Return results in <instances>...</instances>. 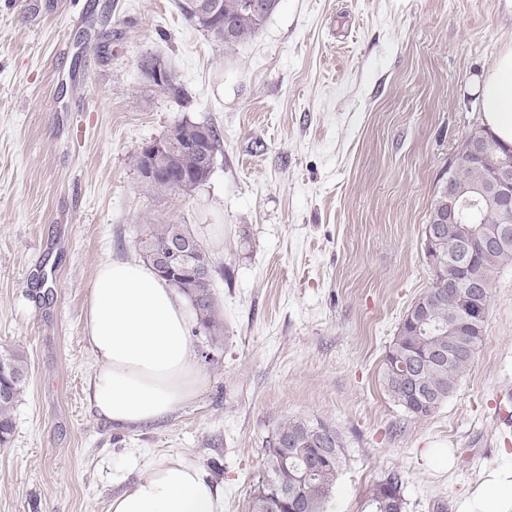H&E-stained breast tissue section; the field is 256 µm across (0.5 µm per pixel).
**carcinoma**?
I'll return each mask as SVG.
<instances>
[{"mask_svg": "<svg viewBox=\"0 0 512 512\" xmlns=\"http://www.w3.org/2000/svg\"><path fill=\"white\" fill-rule=\"evenodd\" d=\"M218 13L203 24L197 14V0H178L182 15L199 31L205 32L224 50H232L255 36L277 9L279 0H257L258 9L245 5L246 0H215ZM183 141L196 136L195 122L187 117L176 120L169 130ZM455 178L463 183H482L491 179L489 168L461 165ZM209 180L197 156L181 155L175 162L173 177H156L144 181L156 199L176 191L175 182L184 183L182 192L190 193ZM502 223L500 213L485 207L478 214L476 227L494 228ZM455 226L446 225L443 248L438 264L431 267L432 279L448 283L452 277L462 281L469 275L480 280L490 302L491 288L497 275L512 267V237L509 244L494 254L475 253L469 270L464 272L448 262V242L455 240ZM184 241L191 251L190 267L207 272L205 278L186 277L174 286L191 301L196 323L215 345L223 339L224 320L219 314L214 291L215 275L224 270L215 267L211 254L190 224H151L140 237L142 254L162 255L169 252L173 241ZM461 288H438L431 285L416 300L403 318L388 348L382 368V385L391 401L414 418L434 413L456 390L470 368L482 341L484 326L461 324L466 311ZM0 367V445L10 442L14 433L12 412L27 382L28 372L23 356L9 352ZM328 435L331 455L312 464L320 449L321 434ZM344 442L329 424L303 417L285 418L264 442L262 474L258 476L252 496V512H291L292 502L301 512H330V504L342 472ZM405 480L398 472L373 483L367 494L369 512H394L395 499H403Z\"/></svg>", "mask_w": 512, "mask_h": 512, "instance_id": "cac0c4a2", "label": "carcinoma"}]
</instances>
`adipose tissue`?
<instances>
[{
  "mask_svg": "<svg viewBox=\"0 0 512 512\" xmlns=\"http://www.w3.org/2000/svg\"><path fill=\"white\" fill-rule=\"evenodd\" d=\"M477 90L485 123L512 143V45ZM191 319L186 297L152 264L99 263L84 310L97 364L87 392L95 414L117 427H140L195 399L203 372L192 356ZM109 512H224V497L198 467L169 458L143 465L136 481L113 496ZM460 512H512V472L489 473Z\"/></svg>",
  "mask_w": 512,
  "mask_h": 512,
  "instance_id": "ef3b65f1",
  "label": "adipose tissue"
}]
</instances>
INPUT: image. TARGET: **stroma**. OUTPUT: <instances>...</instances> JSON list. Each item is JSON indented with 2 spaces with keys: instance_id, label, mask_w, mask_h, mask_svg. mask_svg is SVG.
<instances>
[{
  "instance_id": "1",
  "label": "stroma",
  "mask_w": 512,
  "mask_h": 512,
  "mask_svg": "<svg viewBox=\"0 0 512 512\" xmlns=\"http://www.w3.org/2000/svg\"><path fill=\"white\" fill-rule=\"evenodd\" d=\"M512 44V0H280L251 40L216 49L175 0H0V353L28 383L0 446V512H108L140 465L179 456L251 512L278 422L321 420L347 464L332 512H367L406 476L405 512H459L512 471V267L496 277L468 373L413 419L381 385L388 347L430 287L436 183L482 125L477 82ZM175 70L184 101L138 67ZM187 116L216 127L209 183L151 197L133 165ZM160 221L189 224L223 276L224 342L192 325L196 399L112 428L91 412L83 309L98 264L136 258ZM405 480L398 472L389 473L384 479L373 483L367 494L368 512H395V498L401 500L404 509L403 484Z\"/></svg>"
}]
</instances>
